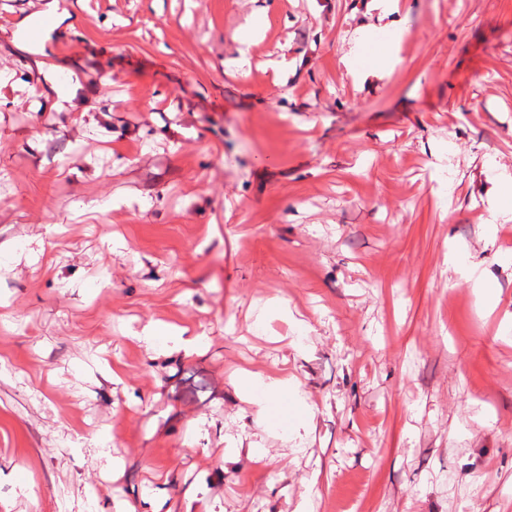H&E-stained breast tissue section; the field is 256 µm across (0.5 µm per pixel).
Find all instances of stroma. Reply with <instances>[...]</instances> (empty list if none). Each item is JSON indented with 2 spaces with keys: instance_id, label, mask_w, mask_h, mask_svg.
Returning <instances> with one entry per match:
<instances>
[{
  "instance_id": "obj_1",
  "label": "stroma",
  "mask_w": 512,
  "mask_h": 512,
  "mask_svg": "<svg viewBox=\"0 0 512 512\" xmlns=\"http://www.w3.org/2000/svg\"><path fill=\"white\" fill-rule=\"evenodd\" d=\"M60 2L28 52L0 0V512H512V0ZM276 364L299 443L238 396ZM387 39L384 40L380 52L374 57L378 60H365L361 49L365 40V34L356 39L355 46L350 55L346 57L350 63V73L353 78H361L369 72H382L387 66L394 65L398 61L397 48L403 39V30L400 28H387ZM187 332V329H178L167 325L154 324L145 327L141 334H136L134 338L138 342H144L149 347H154L158 343H166L168 341H173L176 344L192 346L200 341L199 336L192 339L184 338V334Z\"/></svg>"
}]
</instances>
